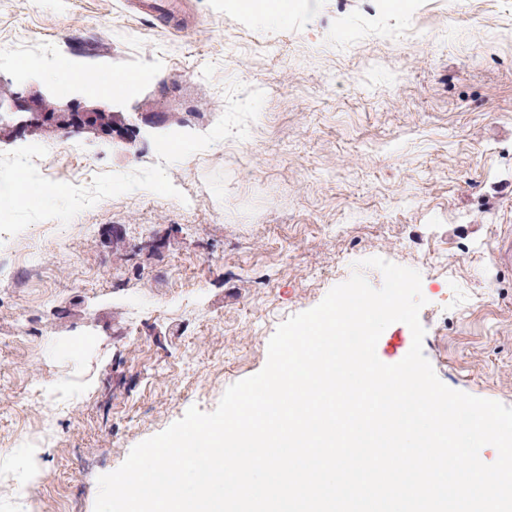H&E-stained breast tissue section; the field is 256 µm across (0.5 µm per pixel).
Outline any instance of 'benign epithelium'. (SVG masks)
<instances>
[{
    "mask_svg": "<svg viewBox=\"0 0 512 512\" xmlns=\"http://www.w3.org/2000/svg\"><path fill=\"white\" fill-rule=\"evenodd\" d=\"M106 132L128 144L134 142L138 126L128 118L97 107L80 104L62 108L41 95L24 96L0 82V136H68Z\"/></svg>",
    "mask_w": 512,
    "mask_h": 512,
    "instance_id": "1",
    "label": "benign epithelium"
}]
</instances>
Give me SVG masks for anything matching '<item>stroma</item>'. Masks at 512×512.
Listing matches in <instances>:
<instances>
[{
	"mask_svg": "<svg viewBox=\"0 0 512 512\" xmlns=\"http://www.w3.org/2000/svg\"><path fill=\"white\" fill-rule=\"evenodd\" d=\"M195 9L171 33L121 0H0V81L59 106L147 103L204 134L228 85L265 94L246 139L168 166L182 199L138 189L0 234V472L33 481L0 482V512H93L100 475L215 410L373 256L420 273L439 379L512 407V0H292L275 24L248 0ZM154 133L47 138L38 170L146 168Z\"/></svg>",
	"mask_w": 512,
	"mask_h": 512,
	"instance_id": "stroma-1",
	"label": "stroma"
}]
</instances>
